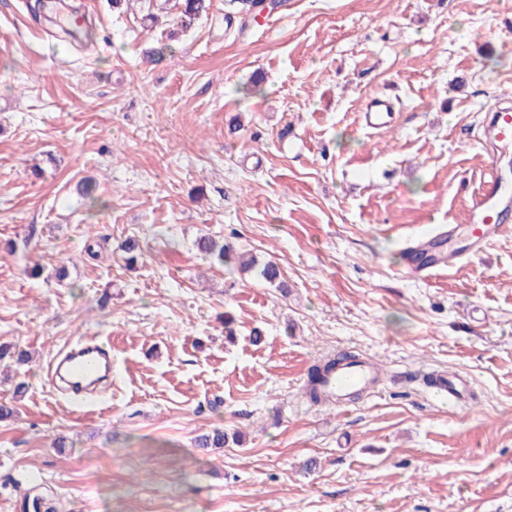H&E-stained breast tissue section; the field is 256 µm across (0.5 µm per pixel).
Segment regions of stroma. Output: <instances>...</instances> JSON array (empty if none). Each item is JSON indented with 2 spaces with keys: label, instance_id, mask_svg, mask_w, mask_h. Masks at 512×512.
Here are the masks:
<instances>
[{
  "label": "stroma",
  "instance_id": "1",
  "mask_svg": "<svg viewBox=\"0 0 512 512\" xmlns=\"http://www.w3.org/2000/svg\"><path fill=\"white\" fill-rule=\"evenodd\" d=\"M36 2L0 0V344L34 356L22 398L0 381V512L33 491L58 512H512V224L404 272L420 237L466 231L490 162L512 179V146H485L512 0H210L172 41L171 0H53L76 41ZM203 234L274 260L285 288L209 264ZM83 336L112 345L91 406L46 373ZM343 352L378 384L312 403L309 368ZM439 373L465 398L437 397ZM215 427L241 444L195 447Z\"/></svg>",
  "mask_w": 512,
  "mask_h": 512
}]
</instances>
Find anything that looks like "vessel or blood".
Returning <instances> with one entry per match:
<instances>
[{
  "instance_id": "1",
  "label": "vessel or blood",
  "mask_w": 512,
  "mask_h": 512,
  "mask_svg": "<svg viewBox=\"0 0 512 512\" xmlns=\"http://www.w3.org/2000/svg\"><path fill=\"white\" fill-rule=\"evenodd\" d=\"M490 139L493 144H512V108L497 105L492 109ZM470 225L469 255H478L496 235L502 220L512 212V199L502 191L500 175L496 164L486 168L478 190L469 201ZM459 251L451 250L436 253L428 263L407 261L409 275L423 277L428 272L444 266H453L461 257ZM51 378L61 379L68 385L72 398H80L85 390L93 387L112 373V350L104 342L82 338L63 350L48 365ZM376 380V369L369 363L342 367L331 377L328 386L332 392L369 387Z\"/></svg>"
}]
</instances>
